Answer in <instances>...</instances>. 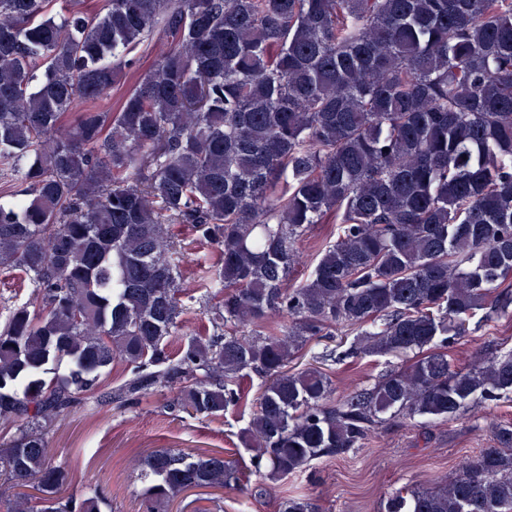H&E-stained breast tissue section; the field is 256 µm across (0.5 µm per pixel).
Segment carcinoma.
Instances as JSON below:
<instances>
[{"mask_svg":"<svg viewBox=\"0 0 512 512\" xmlns=\"http://www.w3.org/2000/svg\"><path fill=\"white\" fill-rule=\"evenodd\" d=\"M51 3L0 0V271L33 288L0 326V485L39 491L0 512H101L48 442L90 399L167 389L217 419L258 372L242 442L282 480L361 447L384 413L446 421L512 394V351L448 360L476 311L512 316V0H72L59 19ZM331 222L291 283L298 241ZM177 224L214 248L199 287L216 302L173 351ZM368 324L340 358L430 352L338 402L322 369H288ZM115 360L131 376L103 389ZM494 440L388 512H512V423ZM143 472L142 512L238 481L219 451L156 449ZM335 225L315 224L299 242L301 263L296 267L293 276L294 282L306 279L312 271L320 251L330 242L336 240Z\"/></svg>","mask_w":512,"mask_h":512,"instance_id":"cac0c4a2","label":"carcinoma"}]
</instances>
